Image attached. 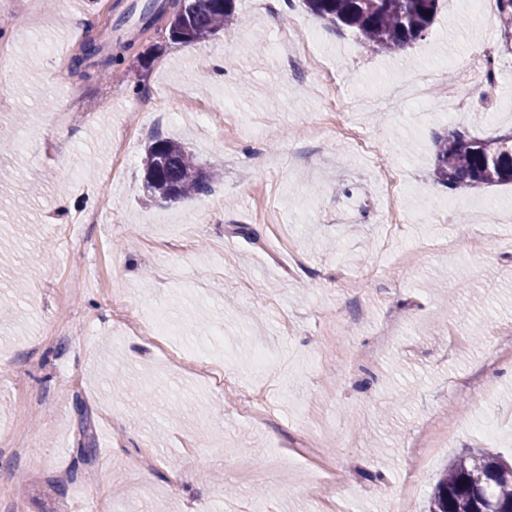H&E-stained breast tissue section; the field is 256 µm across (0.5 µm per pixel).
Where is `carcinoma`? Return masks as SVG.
Listing matches in <instances>:
<instances>
[{"label": "carcinoma", "instance_id": "1", "mask_svg": "<svg viewBox=\"0 0 512 512\" xmlns=\"http://www.w3.org/2000/svg\"><path fill=\"white\" fill-rule=\"evenodd\" d=\"M333 27L355 31L370 50L397 52L423 38L439 0H301ZM169 35L196 43L237 22L235 0H174ZM504 36L512 39V0H496ZM145 192L152 199L179 202L211 190L215 174L200 167L179 142L155 139L143 160ZM435 176L452 188L512 184V134L478 137L452 132L439 141ZM427 512H512V461L468 451L435 485Z\"/></svg>", "mask_w": 512, "mask_h": 512}]
</instances>
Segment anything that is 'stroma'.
I'll return each mask as SVG.
<instances>
[{"instance_id": "1", "label": "stroma", "mask_w": 512, "mask_h": 512, "mask_svg": "<svg viewBox=\"0 0 512 512\" xmlns=\"http://www.w3.org/2000/svg\"><path fill=\"white\" fill-rule=\"evenodd\" d=\"M132 2L41 0L1 33L0 512H392L409 486L425 512L463 450L511 457L512 185L434 175L448 132L512 133L497 10L440 0L387 53L299 0H235L234 39L192 44L168 16L125 20ZM286 32L333 84L290 70ZM90 38L126 43L122 63L72 67ZM189 96L226 108L180 111ZM158 137L216 173L212 193L145 195ZM300 443L338 472L339 510L310 495Z\"/></svg>"}]
</instances>
